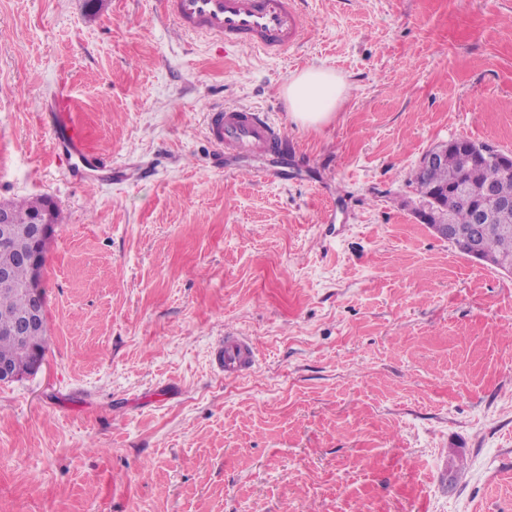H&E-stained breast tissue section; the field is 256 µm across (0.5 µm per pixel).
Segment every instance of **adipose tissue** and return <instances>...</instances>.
Returning a JSON list of instances; mask_svg holds the SVG:
<instances>
[{"mask_svg":"<svg viewBox=\"0 0 512 512\" xmlns=\"http://www.w3.org/2000/svg\"><path fill=\"white\" fill-rule=\"evenodd\" d=\"M350 90L345 79L334 70L309 66L292 76L283 89L292 120L301 126L325 123L339 99Z\"/></svg>","mask_w":512,"mask_h":512,"instance_id":"1","label":"adipose tissue"}]
</instances>
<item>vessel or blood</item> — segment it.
<instances>
[{"mask_svg": "<svg viewBox=\"0 0 512 512\" xmlns=\"http://www.w3.org/2000/svg\"><path fill=\"white\" fill-rule=\"evenodd\" d=\"M159 7L181 32L228 46L278 54L302 38L296 0H159ZM48 127L53 144L73 158L75 171L97 164V154L77 113L65 106L56 108L49 115ZM206 130L214 146L228 153L266 154L280 150L284 143L277 124L254 107H211ZM215 357L225 377L237 378L251 369L256 353L247 337L228 335Z\"/></svg>", "mask_w": 512, "mask_h": 512, "instance_id": "vessel-or-blood-1", "label": "vessel or blood"}]
</instances>
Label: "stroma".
Returning <instances> with one entry per match:
<instances>
[{
	"mask_svg": "<svg viewBox=\"0 0 512 512\" xmlns=\"http://www.w3.org/2000/svg\"><path fill=\"white\" fill-rule=\"evenodd\" d=\"M278 56L156 0H0V201L57 209L48 341L0 384V512H512V276L420 223L431 147L512 151V0H297ZM351 85L296 125L308 66ZM67 90L111 179L72 182ZM261 107L277 157L211 106ZM249 337L251 373L214 349ZM210 141L226 153L266 154L280 150L281 129L269 115L248 106H212L206 114Z\"/></svg>",
	"mask_w": 512,
	"mask_h": 512,
	"instance_id": "1",
	"label": "stroma"
}]
</instances>
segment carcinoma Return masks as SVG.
<instances>
[{"mask_svg": "<svg viewBox=\"0 0 512 512\" xmlns=\"http://www.w3.org/2000/svg\"><path fill=\"white\" fill-rule=\"evenodd\" d=\"M466 146L453 145L448 148V155L442 163L425 170L417 167L409 175V181L415 190L456 187L463 182L479 188L487 180H495L499 188L507 193L512 191V172H501L496 168H471L464 162L462 151ZM448 206L452 223L465 230H474L472 202L470 199L452 194L443 199ZM7 207L14 215V238L19 250L31 247L28 224L31 220L48 210V201L44 198L34 200L9 201ZM494 228L481 234V260L497 264L503 259H512V231L508 233L495 230L497 226L512 228V208L494 211ZM10 265L13 270V284L0 286V358H10L19 367L26 368L36 351L45 352L48 328L41 329L39 336L16 338L5 332V328L17 324L20 316L28 311L33 298L24 290L28 279V270L14 263V254L0 251V265Z\"/></svg>", "mask_w": 512, "mask_h": 512, "instance_id": "1", "label": "carcinoma"}]
</instances>
